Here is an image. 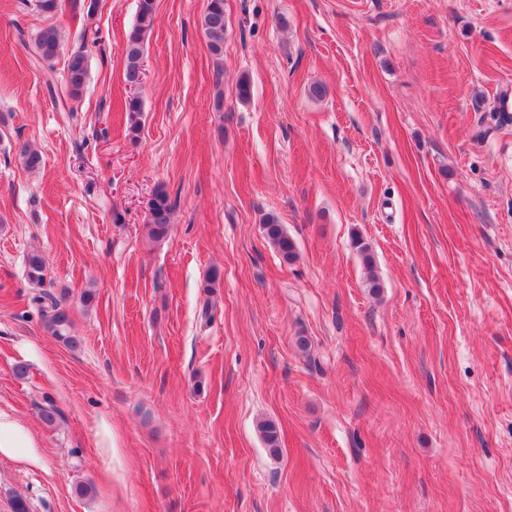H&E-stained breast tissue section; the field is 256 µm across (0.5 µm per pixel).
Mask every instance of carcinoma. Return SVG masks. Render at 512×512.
Returning <instances> with one entry per match:
<instances>
[{
  "mask_svg": "<svg viewBox=\"0 0 512 512\" xmlns=\"http://www.w3.org/2000/svg\"><path fill=\"white\" fill-rule=\"evenodd\" d=\"M37 10L47 16L55 15L65 7L72 16L80 19L89 27L95 23L96 8L92 0H35ZM155 21V0H139L136 23L129 32L124 48V80L130 85L140 84L143 75V59L145 42L152 31ZM204 31L208 48L216 61L224 56V38L226 22L224 0H208L203 19ZM34 60L38 64L51 65L62 54H67L65 67L64 92L69 101L78 100L85 89L88 77V57L81 50L64 52L61 32L53 25L41 30L33 42ZM18 158L29 170H37L42 166L41 152L28 143L19 147ZM175 203L164 190L155 192L148 201L149 221L146 224L148 238L157 244L164 242L171 231ZM265 238L276 248L281 258L292 263L297 258L296 244L289 236L284 225L273 215H267L263 221ZM355 244L363 256L366 269L365 283L370 292L377 293L381 288L380 278L375 271V263L368 247L357 240ZM47 260L39 252H32L26 259V277L28 283L40 289L33 295L31 302L37 306L44 329L57 341L74 348L78 339L73 335V323L70 308L55 295L41 290L47 275ZM259 432L270 454H280L279 431L275 422L264 420L259 424Z\"/></svg>",
  "mask_w": 512,
  "mask_h": 512,
  "instance_id": "cac0c4a2",
  "label": "carcinoma"
}]
</instances>
